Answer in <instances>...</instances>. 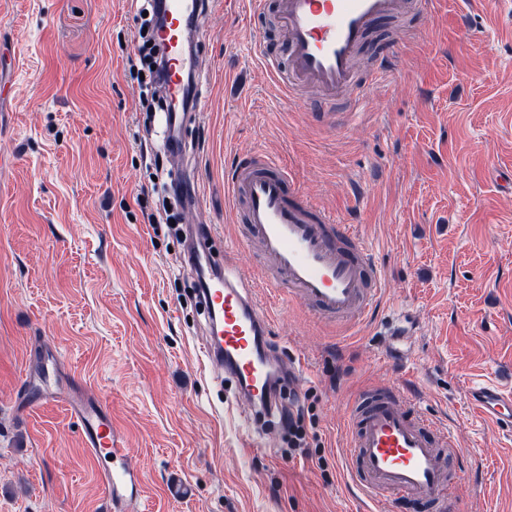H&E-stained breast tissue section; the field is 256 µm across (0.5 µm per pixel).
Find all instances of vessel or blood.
I'll list each match as a JSON object with an SVG mask.
<instances>
[{"instance_id":"vessel-or-blood-1","label":"vessel or blood","mask_w":512,"mask_h":512,"mask_svg":"<svg viewBox=\"0 0 512 512\" xmlns=\"http://www.w3.org/2000/svg\"><path fill=\"white\" fill-rule=\"evenodd\" d=\"M218 0H163L158 31L168 60L169 91L183 93L184 50L197 45L211 5ZM275 7L286 56L263 62L281 88L319 89L338 102L343 116L362 102L354 79V59L368 29L379 19L409 9V0H253L254 14ZM192 112H171L167 125L175 157L185 148L183 129ZM224 197L264 257L261 272L270 282L287 283L318 317L342 327L360 323L382 293L381 271L349 226L306 200L288 166L256 151L236 159L224 181ZM213 234L200 224L188 257H207ZM202 298L209 324L202 340L206 364L229 375L250 406L274 404L275 370L281 361L265 343L270 317L257 303L250 284L231 270L211 273ZM480 417L512 429V390L483 381L470 394ZM71 411L83 442L98 465L111 512H137L143 479L127 461V450L112 415L101 400L75 395ZM346 470L371 501L417 499L444 512L452 492L470 483L458 463L460 452L447 429L409 408L398 390L372 387L351 405Z\"/></svg>"}]
</instances>
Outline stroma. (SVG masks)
Wrapping results in <instances>:
<instances>
[{
    "label": "stroma",
    "mask_w": 512,
    "mask_h": 512,
    "mask_svg": "<svg viewBox=\"0 0 512 512\" xmlns=\"http://www.w3.org/2000/svg\"><path fill=\"white\" fill-rule=\"evenodd\" d=\"M247 2L208 17L204 119L185 131V160L164 163L204 206L151 224L131 0H0V512H107L67 406L15 408L36 395L25 376L40 356L108 406L143 476L141 512H433L368 502L348 482V410L374 385L450 429L472 485L449 512H512V435L469 402L476 382L512 370V0H429L411 35L379 21L356 64L364 101L332 123L331 100L288 99L270 76L276 11L255 19ZM382 58L392 70L373 79ZM257 149L350 225L383 275L379 305L352 329L320 321L286 284L257 291L270 344L305 367L288 392L304 399L318 462L257 428L231 378L199 369L207 319L173 227L214 225V260L259 280L224 198L232 159ZM400 312L416 334L395 362L376 325Z\"/></svg>",
    "instance_id": "1"
}]
</instances>
